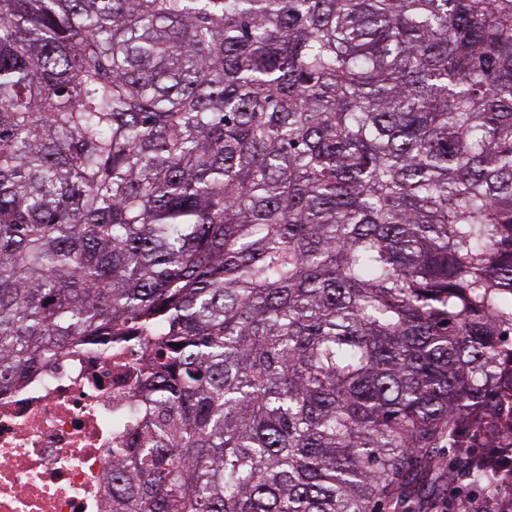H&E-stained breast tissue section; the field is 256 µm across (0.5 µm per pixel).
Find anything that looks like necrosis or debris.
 <instances>
[{"label": "necrosis or debris", "mask_w": 512, "mask_h": 512, "mask_svg": "<svg viewBox=\"0 0 512 512\" xmlns=\"http://www.w3.org/2000/svg\"><path fill=\"white\" fill-rule=\"evenodd\" d=\"M138 355L57 353L0 394V512H102L112 423L133 401Z\"/></svg>", "instance_id": "1"}]
</instances>
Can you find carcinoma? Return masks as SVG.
<instances>
[{"instance_id":"cac0c4a2","label":"carcinoma","mask_w":512,"mask_h":512,"mask_svg":"<svg viewBox=\"0 0 512 512\" xmlns=\"http://www.w3.org/2000/svg\"><path fill=\"white\" fill-rule=\"evenodd\" d=\"M128 336L105 512L512 484V0H0V392Z\"/></svg>"}]
</instances>
